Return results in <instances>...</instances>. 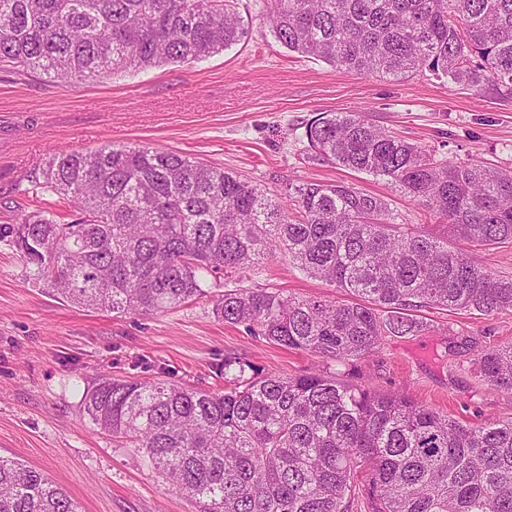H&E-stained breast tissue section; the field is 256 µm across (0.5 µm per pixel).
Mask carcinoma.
<instances>
[{
    "label": "carcinoma",
    "mask_w": 512,
    "mask_h": 512,
    "mask_svg": "<svg viewBox=\"0 0 512 512\" xmlns=\"http://www.w3.org/2000/svg\"><path fill=\"white\" fill-rule=\"evenodd\" d=\"M289 51L360 76L425 70L512 96V0H271ZM247 34L234 0H0V63L57 80H96L209 57ZM308 162L386 178L473 248L512 247V171L435 159L367 112L305 125ZM76 208L0 224L28 279L115 314L150 315L207 295L208 277L288 256L358 298L267 288L224 291L217 317L334 362L385 336H413L424 308L512 313V277L448 239L390 222L385 200L345 184L259 185L146 146L60 151L29 175ZM474 365L512 389V346ZM224 391L102 376L83 394L100 430L144 451L196 512H512V420L467 425L402 392L354 387L315 369L245 377L224 359ZM0 512H81L48 477L0 456Z\"/></svg>",
    "instance_id": "obj_1"
}]
</instances>
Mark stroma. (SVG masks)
I'll use <instances>...</instances> for the list:
<instances>
[{
	"instance_id": "35a3bbf8",
	"label": "stroma",
	"mask_w": 512,
	"mask_h": 512,
	"mask_svg": "<svg viewBox=\"0 0 512 512\" xmlns=\"http://www.w3.org/2000/svg\"><path fill=\"white\" fill-rule=\"evenodd\" d=\"M246 39L191 64H165L97 81H59L0 68V224L38 209L69 222L72 202L28 189L30 172L58 151L112 143L172 150L224 167L271 194L288 182H344L387 199L396 224L445 235L434 218L384 178L306 161L304 125L323 112H369L380 126L436 158L512 170V97L478 93L423 73L389 81L358 76L288 51L272 36L270 0H236ZM264 287L345 300L284 255L210 282L209 296L153 315H115L53 298L28 282L0 242V455L45 473L81 512H196L149 459L97 429L82 396L103 374L218 392L224 361L247 372L320 369L355 386L405 393L470 424L512 420V390L492 387L474 360L512 344V313L426 309L413 336H388L344 363L288 349L224 323L214 295Z\"/></svg>"
}]
</instances>
